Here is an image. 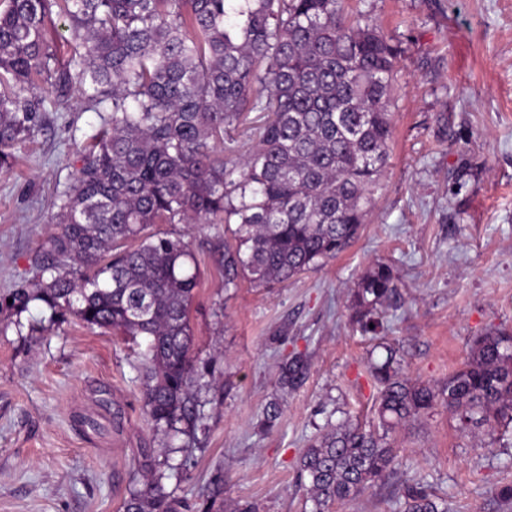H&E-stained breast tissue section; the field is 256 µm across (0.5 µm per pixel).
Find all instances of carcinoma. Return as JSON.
<instances>
[{
	"mask_svg": "<svg viewBox=\"0 0 512 512\" xmlns=\"http://www.w3.org/2000/svg\"><path fill=\"white\" fill-rule=\"evenodd\" d=\"M55 7L74 41L66 60L46 34ZM396 59L343 0H0V169L42 129L44 100L25 96L34 77L55 107L76 91L108 112L57 196L55 232L33 260L37 283L13 289L6 308L19 316L38 301L53 322L73 316L145 337L144 413L155 435L196 447L208 388L192 355L196 261L182 239L146 230L211 217L237 225L236 244H224L226 288L241 277L269 288L335 258L359 237L390 156ZM252 112L263 114L257 146L216 157L213 143ZM396 293L383 264L357 282L363 331L379 327ZM383 349L368 366L378 429L329 423L302 453L313 512L384 479L398 462L390 434L438 405L464 428L512 422L511 334L477 337L440 385L407 377L396 349ZM306 366L280 362L279 388ZM167 469L144 451V482L124 512H179ZM404 512H449L448 498L410 488Z\"/></svg>",
	"mask_w": 512,
	"mask_h": 512,
	"instance_id": "carcinoma-1",
	"label": "carcinoma"
}]
</instances>
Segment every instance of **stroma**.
I'll return each mask as SVG.
<instances>
[{
  "label": "stroma",
  "mask_w": 512,
  "mask_h": 512,
  "mask_svg": "<svg viewBox=\"0 0 512 512\" xmlns=\"http://www.w3.org/2000/svg\"><path fill=\"white\" fill-rule=\"evenodd\" d=\"M397 50L390 96V160L359 238L336 259L272 288L224 285L234 225L156 224L183 238L198 265L193 355L211 389L205 432L191 457L168 451L141 402L144 341L71 319L51 324L30 305L20 326L0 311V512H121L140 487L142 449L168 457L165 485L180 512H206L213 480L224 510L312 512L298 461L327 422L374 421L378 389L367 372L382 357L351 320L359 278L389 265L399 293L382 309V334L405 372L440 383L473 339L512 334V0H345ZM102 124L80 94L47 112L35 142L0 172V298L33 278L60 192L79 151ZM308 368L281 394L278 363ZM282 415L259 426L268 404ZM399 464L385 481L329 512H403L417 485L451 512H512V423L459 429L436 408L394 432Z\"/></svg>",
  "instance_id": "stroma-1"
}]
</instances>
